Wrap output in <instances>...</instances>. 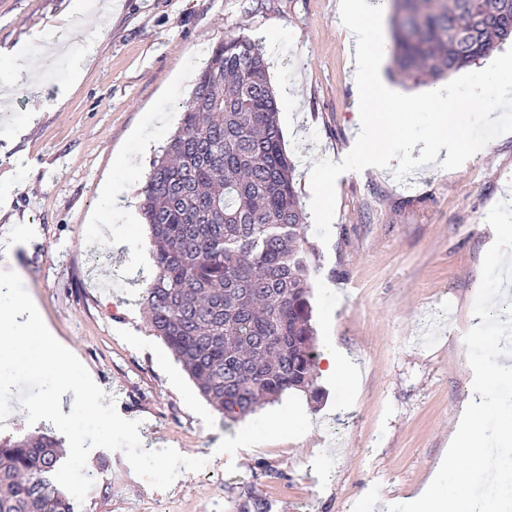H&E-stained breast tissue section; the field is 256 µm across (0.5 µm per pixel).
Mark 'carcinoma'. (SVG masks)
Instances as JSON below:
<instances>
[{
	"instance_id": "cac0c4a2",
	"label": "carcinoma",
	"mask_w": 512,
	"mask_h": 512,
	"mask_svg": "<svg viewBox=\"0 0 512 512\" xmlns=\"http://www.w3.org/2000/svg\"><path fill=\"white\" fill-rule=\"evenodd\" d=\"M394 64L434 82L512 40V0H389ZM260 41H219L154 160L139 208L155 246L144 304L162 339L224 419L314 388L312 253L294 165ZM57 438L0 439V512H94L53 478Z\"/></svg>"
}]
</instances>
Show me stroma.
Instances as JSON below:
<instances>
[{
	"mask_svg": "<svg viewBox=\"0 0 512 512\" xmlns=\"http://www.w3.org/2000/svg\"><path fill=\"white\" fill-rule=\"evenodd\" d=\"M338 0H114L107 22L90 11L82 33L58 57L60 79L34 77L0 119V238L25 229L0 263V279L34 300L76 365L140 421L147 450L171 447L207 459L165 491L135 474L123 452L97 447L86 467L110 468L109 500L97 512H387L429 481L458 418L473 398L464 334L491 227L489 210L512 192V133L454 170L429 164L397 181L368 167L336 182L329 243L305 217L318 271L311 288L317 343L334 339L359 366L345 396L317 377L320 399L294 392L233 424L200 395L147 325L143 292L154 274L153 246L136 227L145 262L92 247L103 227L89 218L104 182L127 206L152 162L181 125L204 50L230 35L273 33L266 51L275 90L293 86L297 105L279 114L303 207L312 161L341 160L357 134L354 60ZM64 0H0V49L22 62L41 57L33 30L54 26ZM102 29L94 53L84 37ZM81 69H74L75 57ZM39 113L30 121V113ZM167 113L170 124L156 123ZM123 154L134 180L112 175ZM293 427H283L288 417ZM266 430L237 458L224 453L247 428Z\"/></svg>",
	"mask_w": 512,
	"mask_h": 512,
	"instance_id": "35a3bbf8",
	"label": "stroma"
}]
</instances>
